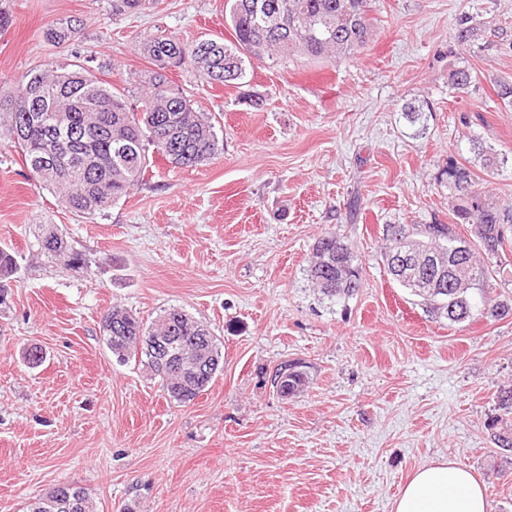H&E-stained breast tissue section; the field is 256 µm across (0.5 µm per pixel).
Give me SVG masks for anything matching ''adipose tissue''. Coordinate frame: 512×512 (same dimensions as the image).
Returning <instances> with one entry per match:
<instances>
[{"label": "adipose tissue", "mask_w": 512, "mask_h": 512, "mask_svg": "<svg viewBox=\"0 0 512 512\" xmlns=\"http://www.w3.org/2000/svg\"><path fill=\"white\" fill-rule=\"evenodd\" d=\"M486 489L451 460L418 468L393 502V512H488Z\"/></svg>", "instance_id": "ef3b65f1"}]
</instances>
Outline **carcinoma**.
<instances>
[{
    "instance_id": "carcinoma-1",
    "label": "carcinoma",
    "mask_w": 512,
    "mask_h": 512,
    "mask_svg": "<svg viewBox=\"0 0 512 512\" xmlns=\"http://www.w3.org/2000/svg\"><path fill=\"white\" fill-rule=\"evenodd\" d=\"M264 2L225 0V17L233 30L230 40L182 44L162 36L147 39L141 53L151 68L144 74L138 111L128 106L125 91L104 85L80 64L28 73L12 91L0 94V140L20 149L27 166H44L42 184L58 194L67 209L88 216L112 207L144 177L148 145L176 167L207 164L223 150L215 123L172 85L168 69L189 65L209 83L226 85L227 74L245 73L246 58L350 56L372 36L369 0H276L282 13L275 15L262 7ZM448 82L462 92L473 82L472 72L452 69ZM472 145L483 157V169L497 170L498 156L484 150L477 138ZM448 191L457 201L455 218L470 226L473 241L467 254L459 258L453 253L457 234L448 224H389L387 271H392L390 259L403 240L429 253L444 251L448 288L444 295L427 300L430 308L452 324L504 319L512 315V298L492 299L487 288L492 280L506 283L512 277L501 260L504 248L512 243V214L486 202L481 184L462 169L448 172ZM338 243L333 233L319 239L308 279L323 295L345 300L359 291L361 277L351 248ZM40 245L50 255H66L70 265L82 261L79 253L65 249L63 238L51 228ZM173 323L181 336L204 334L216 344L207 326L178 308L165 309L146 324L132 311L114 306L102 332L119 361L138 360L171 400L183 404L191 388L201 389L191 371L164 370L153 354L138 348L139 337L163 335ZM497 402L498 414L486 429L496 447L511 450L512 388L501 391ZM28 512L91 510L82 488L58 486L36 498Z\"/></svg>"
}]
</instances>
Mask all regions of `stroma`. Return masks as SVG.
<instances>
[{"instance_id": "1", "label": "stroma", "mask_w": 512, "mask_h": 512, "mask_svg": "<svg viewBox=\"0 0 512 512\" xmlns=\"http://www.w3.org/2000/svg\"><path fill=\"white\" fill-rule=\"evenodd\" d=\"M0 0V92L28 72L92 59L136 104L158 34L229 38L224 0ZM374 34L337 60H251L240 81L170 71L216 116L224 148L179 168L149 151L128 196L89 217L33 181L0 142V247L17 255L0 308V512H26L55 486L82 487L96 512H391L424 464L451 458L482 481L489 512H512V450L486 425L512 387V315L449 324L388 276L390 224H455L448 172L485 179L512 207V0H371ZM71 22L72 42L46 31ZM469 68L458 93L448 73ZM263 99L255 109L254 99ZM422 106L425 128L402 115ZM509 157L486 176L472 138ZM56 229L84 266L44 253ZM336 233L359 292L333 301L307 280ZM120 304L152 321L175 307L207 325L224 370L194 403L170 401L138 362H117L101 317ZM36 345L37 367L22 359ZM302 363V392L270 374Z\"/></svg>"}]
</instances>
